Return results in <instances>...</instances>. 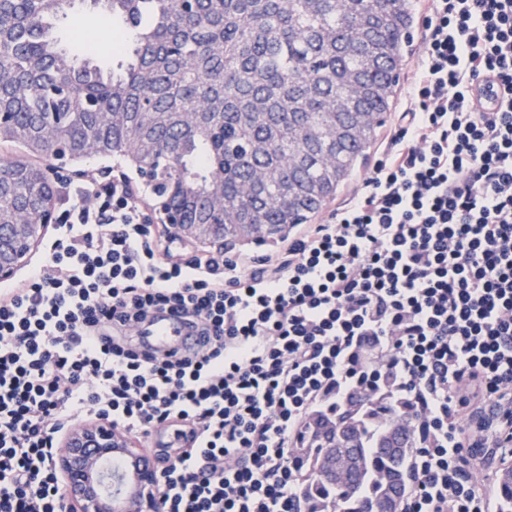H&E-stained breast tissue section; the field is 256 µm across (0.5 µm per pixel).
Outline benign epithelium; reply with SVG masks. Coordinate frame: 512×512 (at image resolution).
<instances>
[{
  "mask_svg": "<svg viewBox=\"0 0 512 512\" xmlns=\"http://www.w3.org/2000/svg\"><path fill=\"white\" fill-rule=\"evenodd\" d=\"M50 156L55 163L48 168L45 179L50 188L46 205L28 223L0 224V282L15 278L54 223L58 193L54 173L71 156L64 139L56 134L52 136ZM153 213L172 237L194 243L197 253H224V225L185 224L165 199L157 203ZM116 454L128 463L117 481L126 489L133 488L132 493L124 492L119 498L112 496V472L105 468ZM53 457L55 472L63 483L67 512H163L159 494L161 453L141 448L136 439L112 428L110 420L94 417L68 427L57 437Z\"/></svg>",
  "mask_w": 512,
  "mask_h": 512,
  "instance_id": "benign-epithelium-1",
  "label": "benign epithelium"
}]
</instances>
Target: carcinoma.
I'll list each match as a JSON object with an SVG mask.
<instances>
[{
    "label": "carcinoma",
    "instance_id": "obj_1",
    "mask_svg": "<svg viewBox=\"0 0 512 512\" xmlns=\"http://www.w3.org/2000/svg\"><path fill=\"white\" fill-rule=\"evenodd\" d=\"M72 0H0V114L21 138L57 131L79 152L154 169L188 224L270 235L306 223L365 160L390 110L414 0H90L122 23L117 74L60 47ZM24 162L0 209L34 202ZM411 403L388 384L301 425L293 453L304 512H396L417 446ZM512 512V471L497 486Z\"/></svg>",
    "mask_w": 512,
    "mask_h": 512
}]
</instances>
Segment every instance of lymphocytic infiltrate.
Masks as SVG:
<instances>
[{"label": "lymphocytic infiltrate", "instance_id": "obj_1", "mask_svg": "<svg viewBox=\"0 0 512 512\" xmlns=\"http://www.w3.org/2000/svg\"><path fill=\"white\" fill-rule=\"evenodd\" d=\"M423 48L370 174L276 254H174L132 185L75 184L46 261L0 294V512H66L55 433L168 446L163 512H301L297 432L384 379L415 409L401 512H493L469 477L512 438V0H423ZM205 336L154 354L164 310ZM468 94L479 112H499L505 97L502 87L492 77L470 86Z\"/></svg>", "mask_w": 512, "mask_h": 512}]
</instances>
